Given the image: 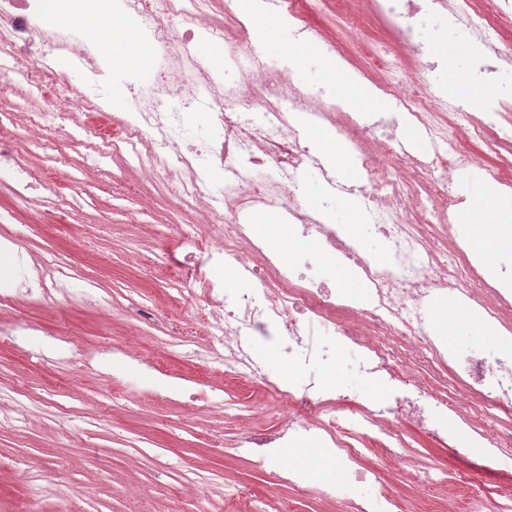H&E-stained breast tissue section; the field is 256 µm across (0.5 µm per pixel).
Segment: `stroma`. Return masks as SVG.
<instances>
[{"label": "stroma", "instance_id": "stroma-1", "mask_svg": "<svg viewBox=\"0 0 512 512\" xmlns=\"http://www.w3.org/2000/svg\"><path fill=\"white\" fill-rule=\"evenodd\" d=\"M104 109L91 120L74 114L63 131L53 122L30 126L24 90L0 98V135L16 137L17 162L43 172L53 187L36 203L0 183V240H20L33 267L55 254L74 286L91 291L83 301L57 292L47 301L21 298L0 308V325L22 316L37 328L20 346L0 343V396L10 399L15 416L0 425V512H199L203 505L209 512H345L343 500L327 495L343 473L319 445H284L278 469L225 449L250 431L274 429L275 409L228 415L217 404L195 415L168 401L175 386L190 393L220 386L253 404L264 395L260 385L241 386L204 357L206 323L195 313V297L160 277L176 251L168 226L201 224L204 216L173 200L165 184L143 180L137 161L100 154L113 106ZM255 219L253 238L305 273L287 218L260 211ZM481 234L478 246L463 236L466 251L490 286H512V276L501 271L512 250L496 240L493 225ZM426 316L448 350L461 342L478 355L512 341V331L488 334L480 312L456 296ZM63 334L86 349L132 343L137 356L122 360L116 377L111 365L86 367L70 361L68 348L45 345V336ZM335 350V361L306 369L283 360L272 344L253 347L283 380L313 373L344 391L372 393L345 346ZM396 428L416 464L480 487L487 512H497L503 490L512 488V456L490 469L479 454L456 455L453 416L444 444L406 422ZM364 465L381 480L355 487L353 498L375 501L385 484L410 512H440L439 492L410 481L399 461L375 451ZM294 467L305 469L309 491L291 484ZM35 484L42 488L36 495Z\"/></svg>", "mask_w": 512, "mask_h": 512}]
</instances>
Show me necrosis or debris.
I'll return each mask as SVG.
<instances>
[{"label": "necrosis or debris", "mask_w": 512, "mask_h": 512, "mask_svg": "<svg viewBox=\"0 0 512 512\" xmlns=\"http://www.w3.org/2000/svg\"><path fill=\"white\" fill-rule=\"evenodd\" d=\"M40 2L0 0V57L13 60L29 88L31 124L63 108L102 111L112 89L100 52L106 32L91 25L65 33L46 28ZM116 2L115 16L139 17L158 46L159 62L152 74L130 84L128 111L109 116L111 132L102 144L144 150L150 161L146 179L179 174L174 195L192 199L207 214V230L175 225L182 255L174 267L192 284L196 311L211 327V358L223 362L237 382L261 383L269 405L279 411L276 429L232 441L231 450L277 466L282 441L313 430L357 483L367 475L362 460L369 445L384 448L400 440L390 418L422 426L428 402L454 412L478 434L487 462L512 450V432L484 422L486 411L512 410V365L489 350L457 358L451 376H444L440 343L423 320L424 307L436 297L456 295L481 309L490 330L512 329V299L485 284L448 231L461 202L454 184L463 174H482L491 196L512 186V40L501 25L512 16V0H373L362 13L351 8V0H335L347 27L372 44L357 74L424 133L429 152L422 157L406 152L393 135H374L357 113L328 105L324 88L295 85L287 59L270 60L252 47L231 0ZM218 12L223 22H214ZM426 26L441 37L464 28L471 44L493 58L490 98L475 103L439 96L440 75L419 53ZM202 39L223 45L230 76L210 73L196 51ZM61 59L80 69L94 95L64 81L56 68ZM297 113L314 116L358 153L370 175L358 188L366 230L381 234L383 255L365 251L305 209L306 176L321 179L337 195L348 187L305 145L293 122ZM258 210L286 216L298 242L315 238L321 251L351 266L368 302L355 305L315 277L280 266L251 236L249 218ZM227 260L243 265L258 288L241 294L206 274L205 265ZM68 286L54 260L36 267L21 260L13 284L0 286V305L24 292L48 296ZM318 335L335 337L362 373L392 388L409 387V396L379 409L363 397L343 415L338 408L346 397L335 387L315 380L300 388L283 384L251 354L250 339L261 338L297 364L333 358L329 347L315 343Z\"/></svg>", "instance_id": "4bbe7bcc"}]
</instances>
